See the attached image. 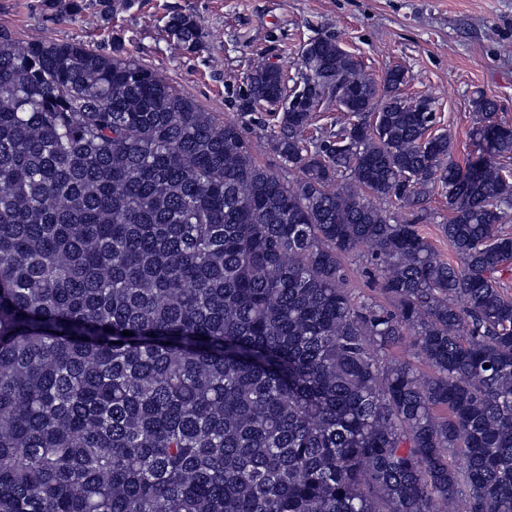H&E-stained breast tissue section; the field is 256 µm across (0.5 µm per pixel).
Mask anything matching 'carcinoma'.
I'll return each mask as SVG.
<instances>
[{
  "instance_id": "obj_1",
  "label": "carcinoma",
  "mask_w": 512,
  "mask_h": 512,
  "mask_svg": "<svg viewBox=\"0 0 512 512\" xmlns=\"http://www.w3.org/2000/svg\"><path fill=\"white\" fill-rule=\"evenodd\" d=\"M307 47L299 101L259 58L235 105L275 172L122 48L0 29V512H512V125L477 93L462 165L404 71ZM436 188L453 262L403 217ZM314 116L315 119L313 120L312 127L317 128V133L313 131L316 136H328L330 131L336 132L340 123L347 121L349 118V114L347 112H342L337 109L336 102H324L319 105L315 109ZM336 121H338L337 125ZM348 287L355 295L373 298L380 305L389 306L382 294L381 279L375 272V266L366 262V258H349L346 260Z\"/></svg>"
}]
</instances>
